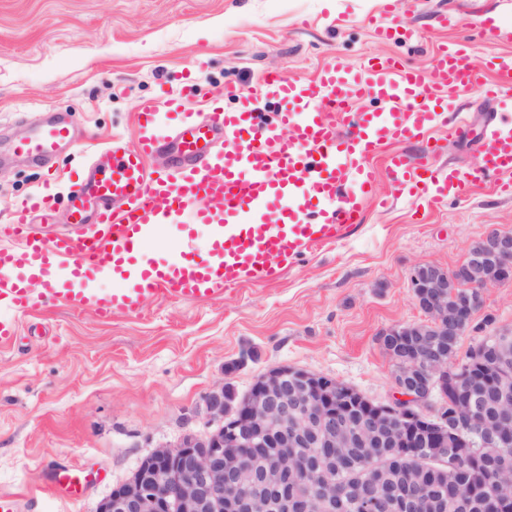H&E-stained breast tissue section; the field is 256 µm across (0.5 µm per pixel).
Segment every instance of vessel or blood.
<instances>
[{"label": "vessel or blood", "instance_id": "b4317fda", "mask_svg": "<svg viewBox=\"0 0 512 512\" xmlns=\"http://www.w3.org/2000/svg\"><path fill=\"white\" fill-rule=\"evenodd\" d=\"M495 80L488 90L502 106L512 105V60L491 56ZM463 49H441L430 70L401 65L394 58L369 57L359 67L334 60L315 80L266 74L259 93L239 96L236 109L214 102L190 112L182 98L163 106L146 102L135 112L134 140L112 138L95 153V165L74 179L68 219L92 225L90 235L47 239L31 222L46 214L53 196L36 195L16 211L0 241V304L21 312L33 302L32 284L44 294L104 317L137 310L150 297L193 300L245 282H267L312 247L338 239L357 224L378 178H386L429 206L464 197L469 176L437 170L428 158L411 161L387 151L389 143L419 137L443 113L448 95L481 83ZM275 101V124L264 126L258 98ZM366 97L389 106L388 114L351 113ZM352 114L354 129L338 136L333 115ZM493 146L480 161L483 175L512 174V121L489 117ZM69 123L53 118L35 124L14 142L13 156L40 161L71 141ZM172 154L174 166L159 172L151 158ZM383 155L382 169L371 160ZM349 172L358 192L343 193L340 172ZM279 203L276 219L245 221ZM316 209V223L302 219ZM212 224L217 231L208 258L195 253L193 235L182 238L169 259L137 262L163 224ZM133 273L131 287L103 295L92 276Z\"/></svg>", "mask_w": 512, "mask_h": 512}]
</instances>
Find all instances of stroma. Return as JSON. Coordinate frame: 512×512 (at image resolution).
<instances>
[{"label": "stroma", "mask_w": 512, "mask_h": 512, "mask_svg": "<svg viewBox=\"0 0 512 512\" xmlns=\"http://www.w3.org/2000/svg\"><path fill=\"white\" fill-rule=\"evenodd\" d=\"M382 0H0V227L16 206L58 193L45 236L75 232L68 186L48 171L84 165L115 133L132 134L139 104L162 89L201 110L215 96L258 88L269 71L313 77L332 59L358 66L392 57L427 70L441 47H465L469 63L488 52L512 58V41L488 48L476 23L493 13L512 33V0H396L389 24L405 33L380 39ZM448 15L451 24L440 28ZM64 114L81 132L48 166L7 158L40 112ZM491 107L475 86L452 96L444 125L400 144L418 158L436 147L439 169L475 176L472 193L435 211L392 181L375 192L360 224L318 246L274 281L185 301L149 298L134 313L105 319L88 308L35 301L24 313L0 308L17 332L0 345V493L23 495L24 512H94L97 503L154 448L208 427L206 397L218 387L246 396L269 370L293 366L336 378L388 401L393 366L378 341L391 326L420 319L412 299L415 266L462 263L487 225L512 230V194L481 177L492 147L482 135ZM476 327L459 355L481 338L484 319L512 329V281L483 289ZM82 473L76 496L54 491L58 472Z\"/></svg>", "instance_id": "stroma-1"}]
</instances>
